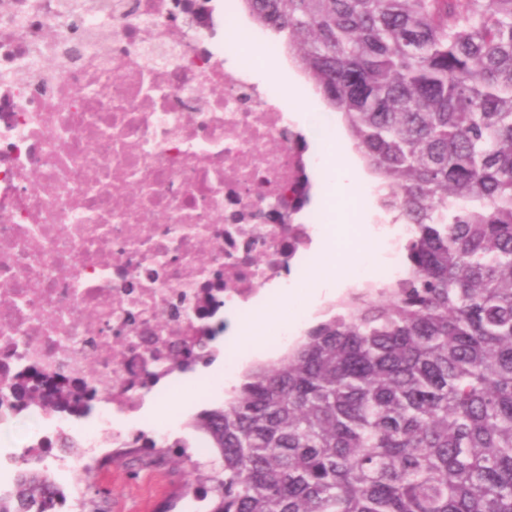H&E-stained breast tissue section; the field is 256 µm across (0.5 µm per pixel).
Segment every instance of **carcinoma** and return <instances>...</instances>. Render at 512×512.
I'll list each match as a JSON object with an SVG mask.
<instances>
[{"label":"carcinoma","instance_id":"cac0c4a2","mask_svg":"<svg viewBox=\"0 0 512 512\" xmlns=\"http://www.w3.org/2000/svg\"><path fill=\"white\" fill-rule=\"evenodd\" d=\"M244 2L342 115L410 237L399 279L340 301L195 417L223 466L210 512H512V0ZM56 495L24 469L0 512Z\"/></svg>","mask_w":512,"mask_h":512}]
</instances>
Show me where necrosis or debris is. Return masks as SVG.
<instances>
[{
	"mask_svg": "<svg viewBox=\"0 0 512 512\" xmlns=\"http://www.w3.org/2000/svg\"><path fill=\"white\" fill-rule=\"evenodd\" d=\"M0 0V425L29 420V460L91 470L169 424L124 426L215 351L259 287L301 281L322 215L271 219L300 162L277 88L224 52L238 0L181 39L179 0ZM210 254L200 259L201 244ZM21 371L44 396L95 395L70 413L15 406ZM76 451L44 452L50 430Z\"/></svg>",
	"mask_w": 512,
	"mask_h": 512,
	"instance_id": "necrosis-or-debris-1",
	"label": "necrosis or debris"
}]
</instances>
